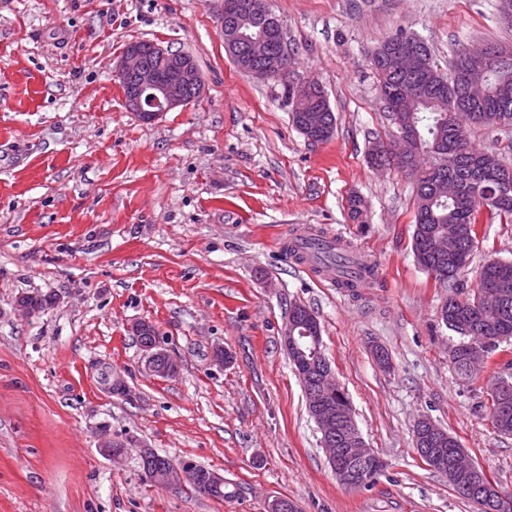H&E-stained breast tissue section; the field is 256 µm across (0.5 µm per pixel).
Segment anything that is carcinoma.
<instances>
[{
	"label": "carcinoma",
	"mask_w": 512,
	"mask_h": 512,
	"mask_svg": "<svg viewBox=\"0 0 512 512\" xmlns=\"http://www.w3.org/2000/svg\"><path fill=\"white\" fill-rule=\"evenodd\" d=\"M240 13H231L224 17V27L240 33L232 59L237 67L245 72L255 68H265L270 61L256 55L250 41L257 38L264 25L258 21L239 26ZM418 36L398 29L386 38L388 42H397L398 47L410 51ZM423 54L429 57V67L414 74H400L390 69L380 58L368 56V66L377 75L378 90L385 109L391 120L415 136L414 148L418 153L431 157V163L404 164L395 159V154L385 143L375 140L369 150V161L383 164L394 163L407 172L413 181L415 192L413 251L417 263L425 270L441 265L448 269L451 262L441 260L430 252L426 245L433 237L456 226L462 230L460 249L466 258H471L477 241L478 225L498 219L512 223V163L499 153L480 151L473 145L462 146L455 139V126L458 123L485 125L481 116L501 114L509 122L498 126L506 132L512 128V72L502 74L494 69L477 70L471 74V80L486 88L483 98L474 103L464 104L462 99L465 88L455 79V59L462 50H457L454 59L448 62V71L443 72L431 58L428 47ZM293 58L283 57L282 69L276 79L283 82L288 92V101L295 111L291 112L296 129L311 142L329 140L336 129V116L332 111L323 88L315 81L310 85L316 95L304 100L297 97V90L305 81L293 80L291 74ZM407 93L423 96L417 112H397L399 100ZM493 190L498 195V205L489 211L482 209L485 192ZM348 209L352 220L359 224L367 223L368 205L357 194L348 198ZM506 289L509 298L506 305L496 307L486 303L484 292L490 289ZM456 295L448 296V303L442 309L443 321L451 330L456 325L467 322L466 309L453 304ZM465 302L477 305L484 310V320L473 323V328L458 331L462 342L466 344L483 343L490 346L489 355L499 350L501 340L512 339V261L491 259L484 263L479 271L477 288ZM141 470L158 473V480H164L173 461L150 452V458H139ZM196 482L191 484L194 491L216 500L233 496L227 491V485L206 486L211 471L193 465Z\"/></svg>",
	"instance_id": "cac0c4a2"
}]
</instances>
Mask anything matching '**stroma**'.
<instances>
[{
	"instance_id": "1",
	"label": "stroma",
	"mask_w": 512,
	"mask_h": 512,
	"mask_svg": "<svg viewBox=\"0 0 512 512\" xmlns=\"http://www.w3.org/2000/svg\"><path fill=\"white\" fill-rule=\"evenodd\" d=\"M496 4L269 0L296 73L323 86L338 117L313 143L284 87L226 54L220 0H0V512H267L278 497L298 512H476L414 448L423 416L512 493V436L491 418L499 364L458 380L448 290L412 251L413 183L367 161L394 127L366 52L400 28L443 66L458 48L512 43ZM132 41L191 55L201 97L151 122L129 112L113 70ZM353 192L368 223L348 217ZM297 224L346 240L371 262V285L332 288L287 257ZM477 240L461 298L485 261L512 260V223L479 225ZM29 293L60 303L18 314ZM295 303L317 313L385 463L373 484L345 488L327 462L282 341ZM142 319L175 377L144 373L130 333ZM108 367L127 395L101 384ZM104 432L132 440L120 461L100 454ZM143 445L222 475L234 497L148 485Z\"/></svg>"
}]
</instances>
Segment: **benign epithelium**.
I'll list each match as a JSON object with an SVG mask.
<instances>
[{
  "label": "benign epithelium",
  "instance_id": "obj_1",
  "mask_svg": "<svg viewBox=\"0 0 512 512\" xmlns=\"http://www.w3.org/2000/svg\"><path fill=\"white\" fill-rule=\"evenodd\" d=\"M247 20H264L274 26L277 19L267 5V0H249L244 6ZM158 60V67L143 64L146 54ZM512 62V46H484L466 51L463 67L467 70H482L491 65ZM115 77L120 81L130 80L132 92L125 97L127 108L147 121H153L165 112L187 106L189 96H201L203 80L197 77L194 60L185 55H175L171 49L153 42L135 41L127 45L115 68ZM320 340L318 322L309 320L285 323L283 341L294 356L295 373L306 388L311 403L313 420L321 433V444L336 478L348 488H360L371 474L383 469V462L365 444L356 423L352 405L334 377L332 369L323 364V355L317 347ZM161 351L160 341L145 349L146 367L157 376L171 377L176 373V364L168 361L157 366ZM449 355L465 359L468 370L482 366L486 353L480 346L456 344ZM498 402L497 416L512 413V383L500 379L491 389ZM418 431L414 433L415 446L442 442L443 429L431 419H419ZM429 462L448 470V480H467L481 489L483 496L493 501L498 509L506 512L509 501L498 491L483 467L468 457L464 449H457L452 460H447L445 449H426ZM193 480L191 463L185 461L175 466L164 485H181Z\"/></svg>",
  "mask_w": 512,
  "mask_h": 512
}]
</instances>
